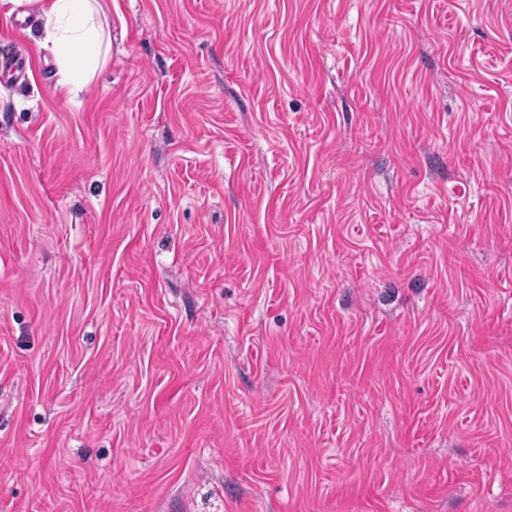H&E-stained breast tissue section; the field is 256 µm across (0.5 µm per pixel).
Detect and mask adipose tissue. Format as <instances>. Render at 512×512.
I'll return each instance as SVG.
<instances>
[{"label":"adipose tissue","instance_id":"adipose-tissue-1","mask_svg":"<svg viewBox=\"0 0 512 512\" xmlns=\"http://www.w3.org/2000/svg\"><path fill=\"white\" fill-rule=\"evenodd\" d=\"M45 36L41 47L56 56L57 89L74 94L79 70L97 64L101 48L99 0H39Z\"/></svg>","mask_w":512,"mask_h":512}]
</instances>
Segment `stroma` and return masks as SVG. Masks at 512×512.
<instances>
[{
  "instance_id": "stroma-1",
  "label": "stroma",
  "mask_w": 512,
  "mask_h": 512,
  "mask_svg": "<svg viewBox=\"0 0 512 512\" xmlns=\"http://www.w3.org/2000/svg\"><path fill=\"white\" fill-rule=\"evenodd\" d=\"M102 4L0 0V512H512V0ZM44 19V39L39 46L50 45L56 56L58 80L56 88L74 94L80 81L77 73L99 61L101 48L98 0H39Z\"/></svg>"
}]
</instances>
